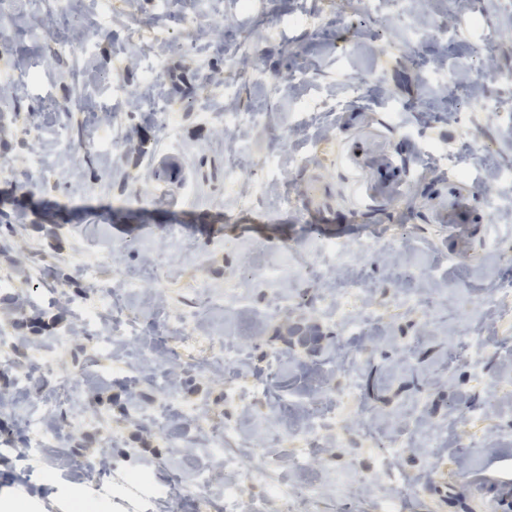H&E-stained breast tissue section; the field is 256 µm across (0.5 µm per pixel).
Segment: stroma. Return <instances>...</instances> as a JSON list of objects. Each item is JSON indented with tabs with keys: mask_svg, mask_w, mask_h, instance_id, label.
<instances>
[{
	"mask_svg": "<svg viewBox=\"0 0 512 512\" xmlns=\"http://www.w3.org/2000/svg\"><path fill=\"white\" fill-rule=\"evenodd\" d=\"M115 7L103 31L92 0L0 5V278L22 305L0 314L14 345L0 392L16 399L0 411L12 438L0 444V512H70L76 500L214 512L165 479L205 470L223 486L200 446L224 425L263 436L260 450L225 452L246 476L237 512H280L268 491L284 480L309 487L305 512H375L393 490L408 512H499L512 494V292H497L512 284V14L498 0ZM229 103L244 119L225 128ZM463 197L469 210L455 212ZM347 224L346 253L326 256ZM131 277L140 286L112 317L142 337V370L181 361L166 391L113 372L101 324L76 317ZM201 290L223 306L175 323ZM300 327L321 335L318 353L297 343ZM218 336L239 349L229 379L208 367ZM468 336L479 346L460 350ZM58 339L55 379L93 364L110 376L87 379L86 419L57 404L62 468L48 485L39 454L23 452L36 435L23 420L48 389L23 377L30 347ZM345 392V419L311 447L293 398ZM170 405L196 414L150 427ZM104 449L101 485L87 470Z\"/></svg>",
	"mask_w": 512,
	"mask_h": 512,
	"instance_id": "35a3bbf8",
	"label": "stroma"
}]
</instances>
